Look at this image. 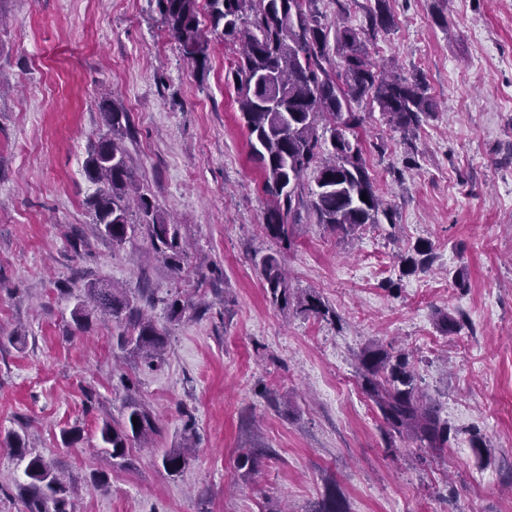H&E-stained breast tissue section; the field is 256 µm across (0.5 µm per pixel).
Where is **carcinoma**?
I'll use <instances>...</instances> for the list:
<instances>
[{
	"mask_svg": "<svg viewBox=\"0 0 512 512\" xmlns=\"http://www.w3.org/2000/svg\"><path fill=\"white\" fill-rule=\"evenodd\" d=\"M319 2L206 0L212 32L241 42L229 73L251 155L263 174V191L272 201L266 229L283 242L289 241L287 220L297 223L304 212L344 237L389 218L359 145L348 138L365 122L362 103L377 105L387 122L405 134L419 129L434 110L423 81L392 75L368 51L367 35L394 25L390 0H374L364 27L328 19ZM155 5L180 53L205 69L208 40L199 27L198 0H155ZM99 110L112 136L87 147L84 173L96 186L87 200L92 223L117 245L145 230L155 254L172 270H181L185 252L178 225L147 194L137 196L140 223L129 221L137 173L121 143L130 131L128 112L109 98L100 100ZM310 171L315 188L307 192L304 177ZM429 253L428 244H416L405 260L408 270L424 267ZM261 272L272 302L288 306L292 293L279 257L264 256ZM94 316L118 329V347L152 365L161 361L168 333L146 317L140 300L112 284L92 283L71 318L80 328ZM358 377L389 437L411 439L437 453L448 448L452 428L436 404L423 401L407 355L368 346L359 355ZM156 432L154 413L134 397L125 399L119 415L104 419L100 427L114 468L125 467L133 444ZM11 442L25 458V437L14 432ZM186 464L184 449L164 451L162 466L169 475H179ZM24 474L27 482L20 491L27 512H69L70 490L50 462L32 456Z\"/></svg>",
	"mask_w": 512,
	"mask_h": 512,
	"instance_id": "obj_1",
	"label": "carcinoma"
}]
</instances>
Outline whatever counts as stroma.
I'll return each instance as SVG.
<instances>
[{"label": "stroma", "mask_w": 512, "mask_h": 512, "mask_svg": "<svg viewBox=\"0 0 512 512\" xmlns=\"http://www.w3.org/2000/svg\"><path fill=\"white\" fill-rule=\"evenodd\" d=\"M390 6L370 52L435 101L413 138L366 110L358 139L392 219L342 237L306 217L286 249L266 230L227 78L235 47L207 13L201 72L150 0H0V512H24L9 446L21 429L77 487L70 512H314L333 485L347 512H512V0ZM105 93L130 116L144 193L179 226L181 271L146 235L116 245L92 222L84 162L108 132ZM419 241L429 267L404 273ZM270 253L296 300L318 295L327 316L271 301L258 265ZM94 282L148 289L169 332L161 366L119 349L111 323L75 328ZM176 297L187 310L173 322ZM373 343L408 355L456 431L447 452L386 439L355 367ZM130 395L160 432L96 490L99 427ZM168 448L186 451L181 476L162 466Z\"/></svg>", "instance_id": "obj_1"}]
</instances>
